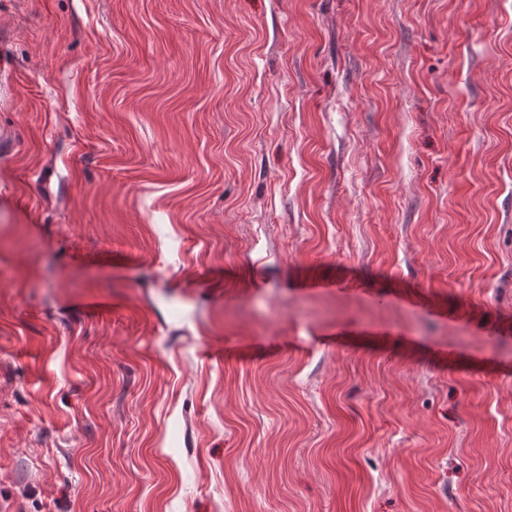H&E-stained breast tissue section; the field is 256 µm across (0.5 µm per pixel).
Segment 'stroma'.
Segmentation results:
<instances>
[{"label": "stroma", "mask_w": 512, "mask_h": 512, "mask_svg": "<svg viewBox=\"0 0 512 512\" xmlns=\"http://www.w3.org/2000/svg\"><path fill=\"white\" fill-rule=\"evenodd\" d=\"M0 512H512V0H0Z\"/></svg>", "instance_id": "35a3bbf8"}]
</instances>
